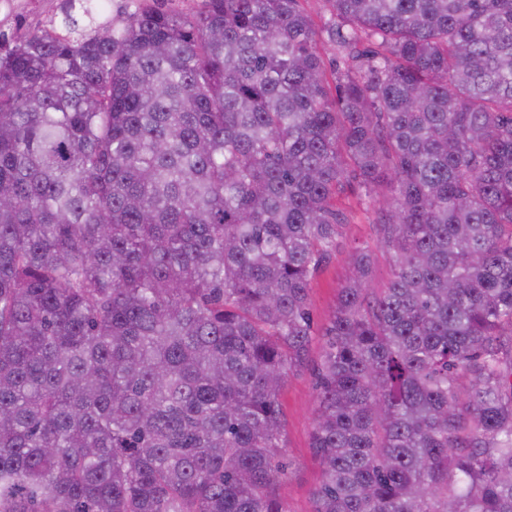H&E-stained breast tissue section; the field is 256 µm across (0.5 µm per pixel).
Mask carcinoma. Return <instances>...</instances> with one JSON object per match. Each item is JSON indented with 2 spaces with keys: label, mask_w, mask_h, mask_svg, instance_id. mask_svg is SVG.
<instances>
[{
  "label": "carcinoma",
  "mask_w": 512,
  "mask_h": 512,
  "mask_svg": "<svg viewBox=\"0 0 512 512\" xmlns=\"http://www.w3.org/2000/svg\"><path fill=\"white\" fill-rule=\"evenodd\" d=\"M151 6L0 52V512H285L280 390L352 183L314 367V512H512V0ZM364 191L353 183L348 188L345 204L350 210L349 223L340 230L338 246L330 259L314 275L309 289V305L315 328L320 333L328 324L335 306L338 289L349 275L348 255L357 247H368L374 252V265L371 270L370 288H381L391 277L393 271V253L378 246V226L375 208L361 204Z\"/></svg>",
  "instance_id": "1"
}]
</instances>
